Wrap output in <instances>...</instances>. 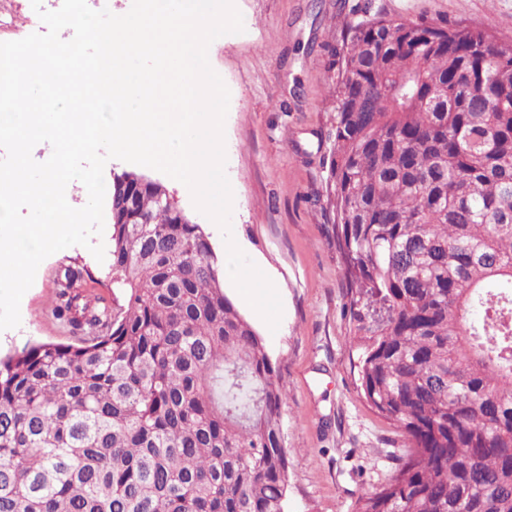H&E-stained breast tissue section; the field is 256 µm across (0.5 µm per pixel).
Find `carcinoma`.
I'll list each match as a JSON object with an SVG mask.
<instances>
[{"instance_id": "carcinoma-1", "label": "carcinoma", "mask_w": 512, "mask_h": 512, "mask_svg": "<svg viewBox=\"0 0 512 512\" xmlns=\"http://www.w3.org/2000/svg\"><path fill=\"white\" fill-rule=\"evenodd\" d=\"M334 65L329 202L360 391L404 438L357 512H512V43L377 17ZM160 191L113 174L121 296L84 294L66 266L51 314L75 342L0 357V512H287L275 366Z\"/></svg>"}]
</instances>
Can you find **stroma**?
Wrapping results in <instances>:
<instances>
[{"label": "stroma", "instance_id": "obj_1", "mask_svg": "<svg viewBox=\"0 0 512 512\" xmlns=\"http://www.w3.org/2000/svg\"><path fill=\"white\" fill-rule=\"evenodd\" d=\"M246 27L211 45L209 63L230 91L224 125L226 174L233 189L232 233L275 284L283 315L277 330L249 307L285 393L283 436L290 452L287 512H356L359 497L391 473L400 432L360 394L343 258L328 204L330 132L336 76L331 50L348 23L377 16L461 22L512 40V0H235ZM133 172L168 188L216 255L221 230L190 194L156 170L109 160L105 177ZM85 267L88 291L111 297L109 262L76 245L47 257L20 303L19 327L0 332V354L34 341L67 342L51 315L58 273Z\"/></svg>", "mask_w": 512, "mask_h": 512}]
</instances>
